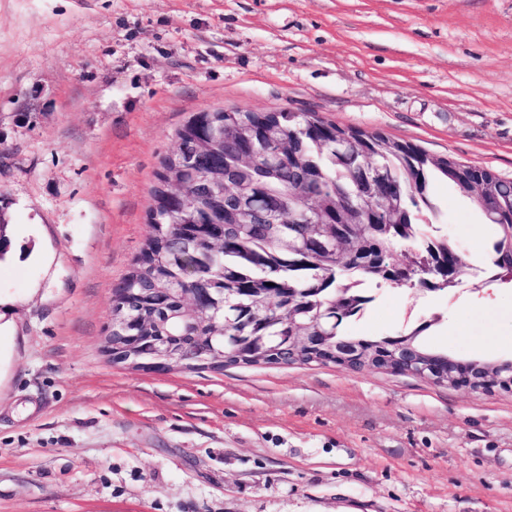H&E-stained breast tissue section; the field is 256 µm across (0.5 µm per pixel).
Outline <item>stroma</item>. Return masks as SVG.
Returning <instances> with one entry per match:
<instances>
[{
	"label": "stroma",
	"instance_id": "obj_1",
	"mask_svg": "<svg viewBox=\"0 0 512 512\" xmlns=\"http://www.w3.org/2000/svg\"><path fill=\"white\" fill-rule=\"evenodd\" d=\"M314 112L512 179V0H0V512H512V390L113 363L112 290L194 113ZM473 267L497 230L435 183ZM349 331L512 358V283L372 288Z\"/></svg>",
	"mask_w": 512,
	"mask_h": 512
}]
</instances>
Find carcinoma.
<instances>
[{"mask_svg": "<svg viewBox=\"0 0 512 512\" xmlns=\"http://www.w3.org/2000/svg\"><path fill=\"white\" fill-rule=\"evenodd\" d=\"M178 159L195 171L221 165L233 203L221 188L188 177L194 205L172 201L157 212L140 256L121 281L117 300L136 331L181 348L191 337L214 334L224 323L229 343L213 341L231 364L261 366L265 346L278 348L282 365L314 363L311 350L290 336H325L363 345L378 336H353L347 324L374 300L366 285L435 292L448 287V265L464 261L446 237L422 227L440 211L431 188L444 181L497 228L489 256L495 278L512 282V180L420 146L340 127L314 112H197L176 132ZM212 140V153L194 157L195 140ZM253 155L241 164L236 153ZM224 237L215 253L206 239ZM399 245L404 260L391 261ZM196 269L191 280L183 268ZM211 292L209 307L183 314L182 296ZM434 321L407 328L409 345L442 369L446 351L432 350L422 336Z\"/></svg>", "mask_w": 512, "mask_h": 512, "instance_id": "carcinoma-1", "label": "carcinoma"}]
</instances>
